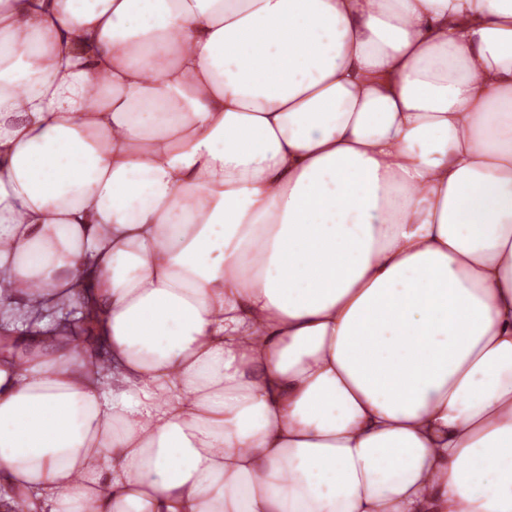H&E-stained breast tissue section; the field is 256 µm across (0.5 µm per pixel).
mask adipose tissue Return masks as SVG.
<instances>
[{
  "label": "adipose tissue",
  "mask_w": 512,
  "mask_h": 512,
  "mask_svg": "<svg viewBox=\"0 0 512 512\" xmlns=\"http://www.w3.org/2000/svg\"><path fill=\"white\" fill-rule=\"evenodd\" d=\"M0 512H512V0H0Z\"/></svg>",
  "instance_id": "adipose-tissue-1"
}]
</instances>
